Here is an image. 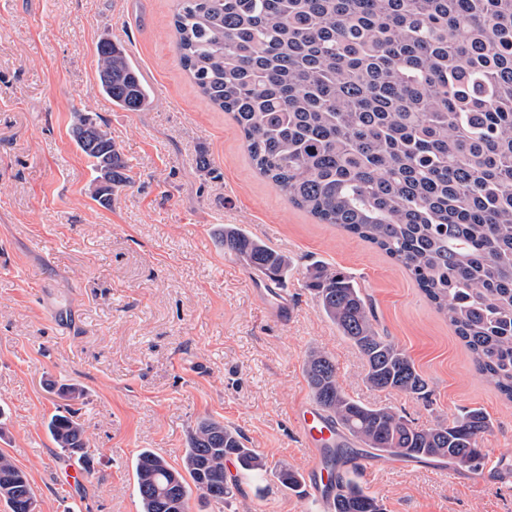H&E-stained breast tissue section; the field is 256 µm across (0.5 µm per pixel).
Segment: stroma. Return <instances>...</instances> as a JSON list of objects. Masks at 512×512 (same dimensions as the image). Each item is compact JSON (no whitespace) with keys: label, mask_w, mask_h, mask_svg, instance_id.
Listing matches in <instances>:
<instances>
[{"label":"stroma","mask_w":512,"mask_h":512,"mask_svg":"<svg viewBox=\"0 0 512 512\" xmlns=\"http://www.w3.org/2000/svg\"><path fill=\"white\" fill-rule=\"evenodd\" d=\"M174 0H0V454L28 477L38 512H140L132 464L145 448L181 467L187 436L211 416L270 466L306 472L295 407L312 394L309 351L327 353L354 399L433 426L480 407L492 431L481 471L436 460L362 457L357 478L386 512H512V401L480 376L444 316L407 271L368 243L319 223L259 175L229 115L179 65ZM120 42L153 92L140 112L98 92L96 43ZM104 123L131 169L104 206L70 134L73 113ZM207 158L212 172L202 175ZM238 224L287 255L288 312L275 283L225 256L214 232ZM352 273L376 326L429 383V401L377 391L364 359L320 311L304 270ZM73 384L68 403L55 388ZM76 410L93 474L47 430ZM190 512H314L272 476L247 479L224 505Z\"/></svg>","instance_id":"obj_1"}]
</instances>
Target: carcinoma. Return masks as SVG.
<instances>
[{
  "instance_id": "cac0c4a2",
  "label": "carcinoma",
  "mask_w": 512,
  "mask_h": 512,
  "mask_svg": "<svg viewBox=\"0 0 512 512\" xmlns=\"http://www.w3.org/2000/svg\"><path fill=\"white\" fill-rule=\"evenodd\" d=\"M171 26L183 70L237 126L253 166L295 207L377 248L407 270L470 353L476 370L512 400V0H175ZM99 94L127 112L151 89L125 50L96 46ZM77 148L102 204L132 177L108 128L74 113ZM224 254L280 284L290 259L243 227L216 230ZM306 287L366 363L365 382L428 400L410 355L374 323L348 273L314 262ZM304 372L316 404L374 456L450 460L483 469L490 419L470 408L450 423L414 424L393 406L348 396L336 364L313 350ZM54 442L87 457L72 414L48 423ZM336 448L333 469L356 459ZM241 477L267 471L243 434L202 419L182 467L144 448L134 461L141 512L192 494L224 504L226 464ZM339 476L329 512H383L355 478ZM278 483L299 494L302 475L281 465ZM11 512H33L27 475L0 454Z\"/></svg>"
}]
</instances>
